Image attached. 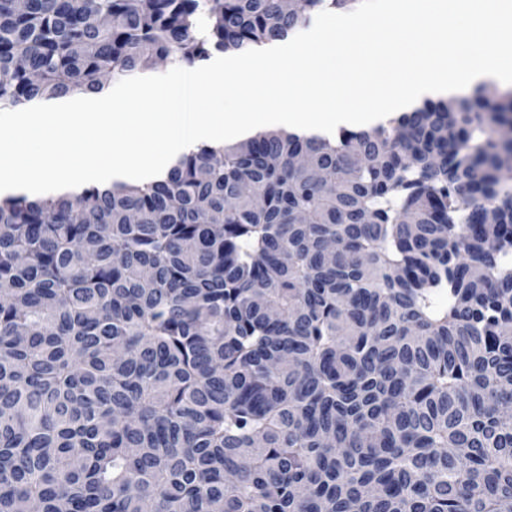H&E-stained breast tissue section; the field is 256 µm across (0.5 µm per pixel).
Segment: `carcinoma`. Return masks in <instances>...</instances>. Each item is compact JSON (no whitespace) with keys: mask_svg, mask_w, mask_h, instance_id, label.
<instances>
[{"mask_svg":"<svg viewBox=\"0 0 512 512\" xmlns=\"http://www.w3.org/2000/svg\"><path fill=\"white\" fill-rule=\"evenodd\" d=\"M360 0H0V109ZM512 92L0 197V512H512Z\"/></svg>","mask_w":512,"mask_h":512,"instance_id":"cac0c4a2","label":"carcinoma"}]
</instances>
